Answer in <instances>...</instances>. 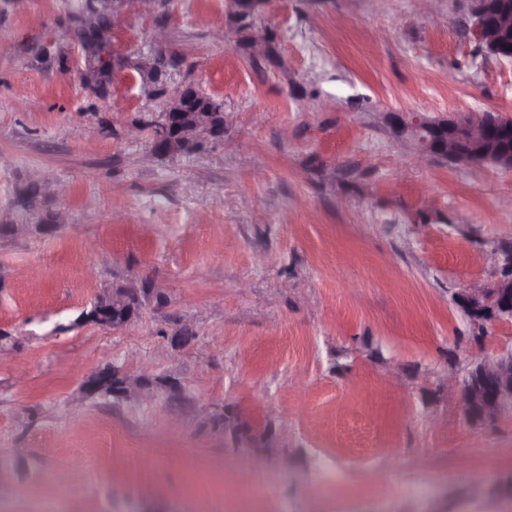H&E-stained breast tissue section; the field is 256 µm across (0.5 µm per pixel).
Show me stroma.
<instances>
[{"mask_svg":"<svg viewBox=\"0 0 512 512\" xmlns=\"http://www.w3.org/2000/svg\"><path fill=\"white\" fill-rule=\"evenodd\" d=\"M81 3L0 0V224L31 227L0 235V512H237L251 492L261 512H482L467 481H512V410L475 428L440 378L512 351V322L474 340L458 302L512 242V170L418 156L386 120L512 117V62L478 52L471 0H271L258 62L224 0H116L100 87ZM153 60L223 100V137L161 157L126 137L158 109ZM34 169L66 193L30 198ZM146 278L165 304L82 320L103 285ZM113 365L178 378L190 406L88 398ZM202 403L272 423L289 468L272 454L241 480L251 449Z\"/></svg>","mask_w":512,"mask_h":512,"instance_id":"obj_1","label":"stroma"}]
</instances>
